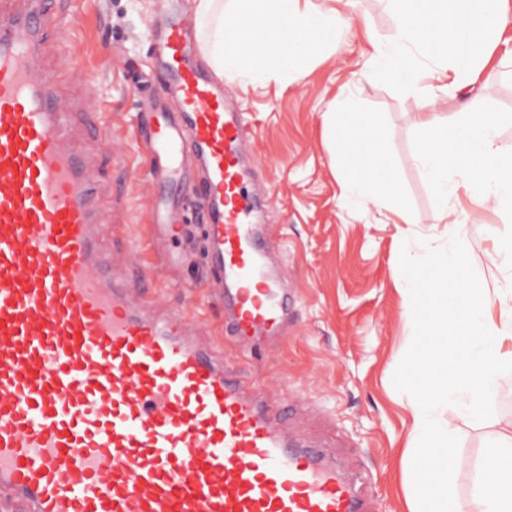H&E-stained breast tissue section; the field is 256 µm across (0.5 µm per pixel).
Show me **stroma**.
I'll use <instances>...</instances> for the list:
<instances>
[{
    "instance_id": "1",
    "label": "stroma",
    "mask_w": 512,
    "mask_h": 512,
    "mask_svg": "<svg viewBox=\"0 0 512 512\" xmlns=\"http://www.w3.org/2000/svg\"><path fill=\"white\" fill-rule=\"evenodd\" d=\"M353 16L336 48L310 57L307 77L281 72L225 74V90L254 130L248 161L263 171L256 193L262 221L274 225L275 251L285 264L299 320L295 336L277 351L252 355L223 335L218 316L205 305L206 267L199 256L166 269L165 303L186 308L222 334L224 358L253 383L278 396L290 422L302 432L335 436L336 456L369 468L378 512H409L412 480L407 450L414 445L416 401L393 385V375L413 334L395 280L401 250L423 255L449 243L434 214V198L414 160L417 115L432 112L449 123L482 101L512 110V16L484 68L459 90L431 92L427 82L403 90L363 78L374 42L385 43L396 23L387 0H311ZM177 8L189 32L187 52L207 76L216 71L201 51L202 33L193 0H55L54 13L71 24L68 41L36 61L57 75L62 111L73 113L72 135L91 160L100 183L99 209L106 224H124L126 238L105 237L107 251L124 258L144 237L159 191L145 176L149 159L131 119L160 91L161 70H148L149 33ZM347 98L377 118V134L396 173L404 209L414 223L399 224L373 206L345 207L341 175L333 167L322 114ZM457 211L472 215L473 267L485 288L503 285L511 271L491 265L488 251L512 222L503 209L459 196ZM313 398L328 420L320 426L301 405ZM459 439L453 488L469 497L486 443L512 433V374L498 378L494 413L485 421L453 419Z\"/></svg>"
}]
</instances>
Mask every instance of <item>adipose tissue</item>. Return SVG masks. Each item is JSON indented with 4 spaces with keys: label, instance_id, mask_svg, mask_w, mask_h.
<instances>
[{
    "label": "adipose tissue",
    "instance_id": "obj_1",
    "mask_svg": "<svg viewBox=\"0 0 512 512\" xmlns=\"http://www.w3.org/2000/svg\"><path fill=\"white\" fill-rule=\"evenodd\" d=\"M397 21L391 41L378 44L368 76L402 87L420 79L418 58L455 77L479 70L487 50L507 22L512 0H389ZM196 18L207 28L205 52L217 74H249L264 69L262 51L275 54L277 67H296L305 55L336 43L348 25L337 9H312L305 0H194ZM338 130L335 163L346 170L341 201H360L405 214L401 192L385 149L375 133L377 119L341 102L324 115Z\"/></svg>",
    "mask_w": 512,
    "mask_h": 512
}]
</instances>
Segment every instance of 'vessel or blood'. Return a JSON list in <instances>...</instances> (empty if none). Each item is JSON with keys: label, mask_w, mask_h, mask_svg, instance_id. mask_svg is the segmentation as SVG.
Here are the masks:
<instances>
[{"label": "vessel or blood", "mask_w": 512, "mask_h": 512, "mask_svg": "<svg viewBox=\"0 0 512 512\" xmlns=\"http://www.w3.org/2000/svg\"><path fill=\"white\" fill-rule=\"evenodd\" d=\"M49 0H0V512H375L372 477L283 424L276 399L224 359L208 326L161 307L102 252L97 185L31 61L65 42ZM164 32L165 94L143 147L165 181L204 171L214 304L247 351L296 319L284 266L243 172L252 133L220 85ZM179 197L153 203L154 240L179 236Z\"/></svg>", "instance_id": "1"}]
</instances>
